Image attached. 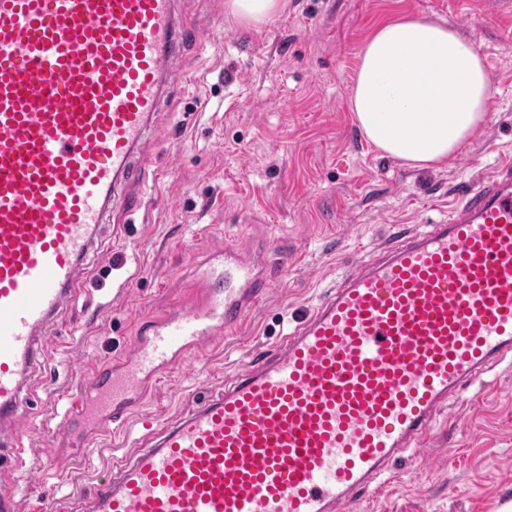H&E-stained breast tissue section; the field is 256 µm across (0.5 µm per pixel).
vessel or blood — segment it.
<instances>
[{
	"label": "vessel or blood",
	"mask_w": 512,
	"mask_h": 512,
	"mask_svg": "<svg viewBox=\"0 0 512 512\" xmlns=\"http://www.w3.org/2000/svg\"><path fill=\"white\" fill-rule=\"evenodd\" d=\"M174 0H0V423L27 426L25 380L134 166L180 32ZM267 276L221 247L188 306L139 321L133 352L80 377L71 447L121 425L206 340L236 327ZM512 363V167L448 218L398 228L222 395L108 464L73 512H354L417 453L463 389Z\"/></svg>",
	"instance_id": "b4317fda"
}]
</instances>
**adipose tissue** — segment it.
Instances as JSON below:
<instances>
[{
  "label": "adipose tissue",
  "mask_w": 512,
  "mask_h": 512,
  "mask_svg": "<svg viewBox=\"0 0 512 512\" xmlns=\"http://www.w3.org/2000/svg\"><path fill=\"white\" fill-rule=\"evenodd\" d=\"M491 81L474 42L416 15L379 25L364 43L350 109L364 136L414 168L447 163L486 122Z\"/></svg>",
  "instance_id": "1"
}]
</instances>
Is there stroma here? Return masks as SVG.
I'll return each instance as SVG.
<instances>
[{"instance_id": "1", "label": "stroma", "mask_w": 512, "mask_h": 512, "mask_svg": "<svg viewBox=\"0 0 512 512\" xmlns=\"http://www.w3.org/2000/svg\"><path fill=\"white\" fill-rule=\"evenodd\" d=\"M175 12L190 37L143 148L159 186L142 190L135 215L107 216L48 329L70 347L27 378L33 474L0 460V491L30 492L28 512H70L73 486L136 451L138 423L70 464L56 428L61 394L76 393L91 358L131 353L136 318L181 305L203 254L236 246L272 286L238 329L162 386L146 408L161 424L192 409L188 387L220 395L237 367L281 345L307 306L391 244L395 225L439 219L455 191L512 158V0H283L259 29L230 16L225 0H176ZM406 14L472 39L490 76L486 124L438 169L382 155L349 107L363 43ZM395 468L362 512H496L512 501V367L463 390L417 458Z\"/></svg>"}]
</instances>
